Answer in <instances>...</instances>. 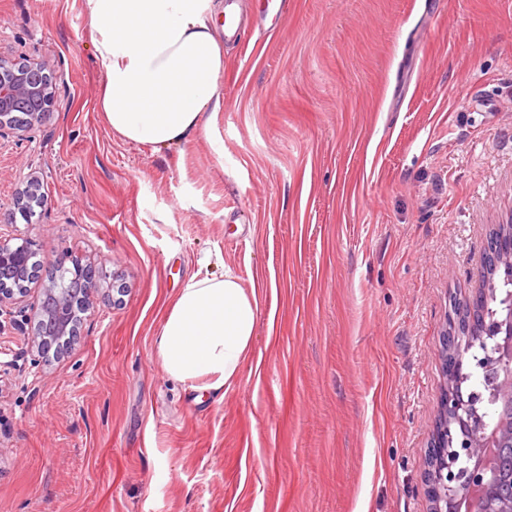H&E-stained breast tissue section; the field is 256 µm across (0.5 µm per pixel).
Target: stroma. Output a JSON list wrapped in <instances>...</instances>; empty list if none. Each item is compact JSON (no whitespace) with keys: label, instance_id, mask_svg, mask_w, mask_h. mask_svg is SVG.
Returning <instances> with one entry per match:
<instances>
[{"label":"stroma","instance_id":"1","mask_svg":"<svg viewBox=\"0 0 512 512\" xmlns=\"http://www.w3.org/2000/svg\"><path fill=\"white\" fill-rule=\"evenodd\" d=\"M0 56L57 76L0 138V230L108 276L49 361L0 327V512H429L442 336L512 221V0H288L159 152L97 109L85 0H0ZM228 268L260 302L238 381H170L167 307ZM42 184L39 178L30 177L25 185L22 193L16 195V197L12 198L11 204L14 209H21L22 216L26 220H31L32 215L34 213L33 203L38 206H44V195L41 191Z\"/></svg>","mask_w":512,"mask_h":512}]
</instances>
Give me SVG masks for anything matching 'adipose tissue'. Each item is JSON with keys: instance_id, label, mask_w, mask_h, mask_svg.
<instances>
[{"instance_id": "obj_1", "label": "adipose tissue", "mask_w": 512, "mask_h": 512, "mask_svg": "<svg viewBox=\"0 0 512 512\" xmlns=\"http://www.w3.org/2000/svg\"><path fill=\"white\" fill-rule=\"evenodd\" d=\"M221 0H86L97 108L120 137L160 151L206 129L219 108L224 47L211 20ZM259 302L232 269L191 277L166 312L154 357L182 384L221 389L240 377L254 342Z\"/></svg>"}]
</instances>
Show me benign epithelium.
I'll return each instance as SVG.
<instances>
[{
  "label": "benign epithelium",
  "mask_w": 512,
  "mask_h": 512,
  "mask_svg": "<svg viewBox=\"0 0 512 512\" xmlns=\"http://www.w3.org/2000/svg\"><path fill=\"white\" fill-rule=\"evenodd\" d=\"M55 73L43 61H16L0 58V138L23 132L42 123L53 111ZM13 207L26 219L33 206H44L39 178L27 180L22 193L12 198ZM42 243L28 234L0 232V318L25 331L33 356L59 354L80 335L79 313L93 304L94 293L106 273L96 271L79 259L71 265L61 260L48 282H42L36 257ZM40 290V302L29 322L17 320L14 305L29 292ZM490 336L474 351L472 366L483 379H495L496 397L512 398V312H489ZM487 403L479 391L467 393L442 388L439 412H452L459 428L446 426L434 433L428 456L426 478L431 500L430 512H446L442 504L452 502L457 512H497L494 508V478L480 443L487 426Z\"/></svg>",
  "instance_id": "1"
}]
</instances>
